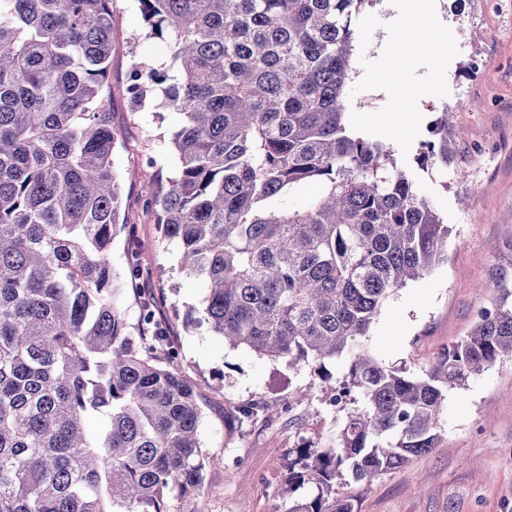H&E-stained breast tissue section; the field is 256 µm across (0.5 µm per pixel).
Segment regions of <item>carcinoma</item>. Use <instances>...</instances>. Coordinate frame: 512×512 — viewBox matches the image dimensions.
<instances>
[{
    "mask_svg": "<svg viewBox=\"0 0 512 512\" xmlns=\"http://www.w3.org/2000/svg\"><path fill=\"white\" fill-rule=\"evenodd\" d=\"M139 2L173 64L138 65L127 92L138 108L160 90L182 115L158 231L208 288L185 324L362 399L286 479L290 494L310 487L288 512H354L337 477L369 484L431 451L448 391L512 355V262L427 372L383 365L365 344L382 307L448 262L417 174L448 165V112L415 170L351 124L357 21L374 0ZM111 57L112 0H0V512H169L167 491L200 493L210 465L200 395L170 368L150 299L132 336L116 298ZM90 413L106 417L94 434Z\"/></svg>",
    "mask_w": 512,
    "mask_h": 512,
    "instance_id": "obj_1",
    "label": "carcinoma"
}]
</instances>
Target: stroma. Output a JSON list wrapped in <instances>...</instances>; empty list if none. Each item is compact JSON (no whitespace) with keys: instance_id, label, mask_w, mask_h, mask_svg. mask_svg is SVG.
Wrapping results in <instances>:
<instances>
[{"instance_id":"stroma-1","label":"stroma","mask_w":512,"mask_h":512,"mask_svg":"<svg viewBox=\"0 0 512 512\" xmlns=\"http://www.w3.org/2000/svg\"><path fill=\"white\" fill-rule=\"evenodd\" d=\"M452 26L440 75L418 44L406 57L384 64L380 40L386 27L410 28L403 12L371 8L350 84L348 116L372 138L399 144V159L413 165L429 123L451 109L448 163L422 172L423 190L448 222V261L397 291L370 330L369 346L384 365L419 375L438 354L472 329L490 306L480 293L512 259V0H436ZM168 44L145 35L139 0L112 4V129L114 162L122 189L126 227L112 243V270L129 324H137L141 297L178 350L173 369L191 378L203 397L199 434L212 466L201 495L170 492V512H288L284 480L304 442L335 439L348 408L329 405L311 367L258 357L232 348L207 327L186 329L187 310L206 295L203 281L186 278L160 240L149 201L173 173L170 138L178 113L151 98L133 110L129 75L140 63H169ZM421 95L397 106L387 92L393 81ZM148 279L131 283L129 255ZM306 399L289 404L298 388ZM258 404L249 420L238 409ZM433 450L373 484L336 481L337 496L354 512H512V355L450 390Z\"/></svg>"}]
</instances>
